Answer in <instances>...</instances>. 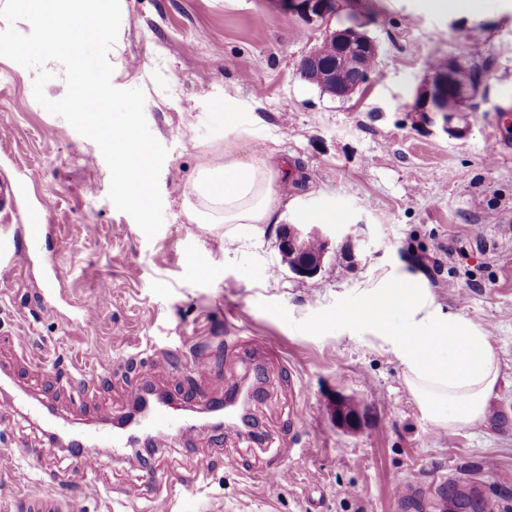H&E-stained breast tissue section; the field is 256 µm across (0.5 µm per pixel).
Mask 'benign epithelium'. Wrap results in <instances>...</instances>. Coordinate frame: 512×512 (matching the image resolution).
<instances>
[{
	"label": "benign epithelium",
	"mask_w": 512,
	"mask_h": 512,
	"mask_svg": "<svg viewBox=\"0 0 512 512\" xmlns=\"http://www.w3.org/2000/svg\"><path fill=\"white\" fill-rule=\"evenodd\" d=\"M289 9L297 13L307 24L316 27L321 36L316 46L305 57L307 62H315L321 57L323 46L327 43L340 42L345 48L344 55L337 64L349 69H361L358 61V47H364L373 57L379 55V43L363 31L365 21H356L348 31H340L331 27L334 12L341 11V0H282ZM456 65L451 62L444 64L433 75L429 76L418 89L412 111L427 115H439L443 127H448L456 113L462 111L465 97H456L449 93L454 82ZM314 240L318 249L308 250L307 242ZM333 238L331 234L315 224H281L278 227L275 247L283 257L299 255V264L290 272L302 280L316 278L324 267L325 259L331 251Z\"/></svg>",
	"instance_id": "1"
}]
</instances>
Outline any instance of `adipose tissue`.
Listing matches in <instances>:
<instances>
[{
    "mask_svg": "<svg viewBox=\"0 0 512 512\" xmlns=\"http://www.w3.org/2000/svg\"><path fill=\"white\" fill-rule=\"evenodd\" d=\"M218 116L234 131L225 141L224 160L203 166L196 193L228 224H314L322 211L287 209L297 204L277 189L284 176L282 160L263 151L242 155L239 140L247 132L228 104ZM387 346L398 358L404 380L420 408L445 431L481 424L500 380V360L489 332L460 314L444 310L423 273L404 270L367 280L353 315L341 316Z\"/></svg>",
    "mask_w": 512,
    "mask_h": 512,
    "instance_id": "obj_1",
    "label": "adipose tissue"
}]
</instances>
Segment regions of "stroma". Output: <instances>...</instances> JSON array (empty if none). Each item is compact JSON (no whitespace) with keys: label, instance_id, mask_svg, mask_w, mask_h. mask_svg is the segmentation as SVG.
Here are the masks:
<instances>
[{"label":"stroma","instance_id":"stroma-1","mask_svg":"<svg viewBox=\"0 0 512 512\" xmlns=\"http://www.w3.org/2000/svg\"><path fill=\"white\" fill-rule=\"evenodd\" d=\"M372 15L380 56L363 94L339 99L303 80L319 33L279 0H122L112 83L145 94L168 155L164 224L146 238L108 198L99 147L33 96L36 72L0 57V179L18 187L20 270L0 279V512L17 496L67 491V512H401L395 486L429 500L451 479L506 494L512 508V0H481L479 19L423 0H349ZM476 70L465 120L414 125L410 107L436 66ZM232 100L258 148L288 160L300 207L335 213L354 256L328 255L316 282L288 271L273 224L207 214L193 183L223 156L216 102ZM70 275L48 285L44 258ZM206 257L196 269L193 257ZM422 271L443 308L485 327L501 380L485 421L440 430L409 391L394 354L365 330H340L369 276ZM95 304L94 323L81 317ZM209 368H192L195 356ZM98 373L84 391L70 367ZM154 386L192 425L153 432L124 457L99 446L93 471L68 449L42 459L50 426L107 431ZM352 399L360 427L336 422ZM297 449L293 458L283 448ZM238 458L237 469L224 466ZM286 469L271 487L266 469Z\"/></svg>","mask_w":512,"mask_h":512}]
</instances>
